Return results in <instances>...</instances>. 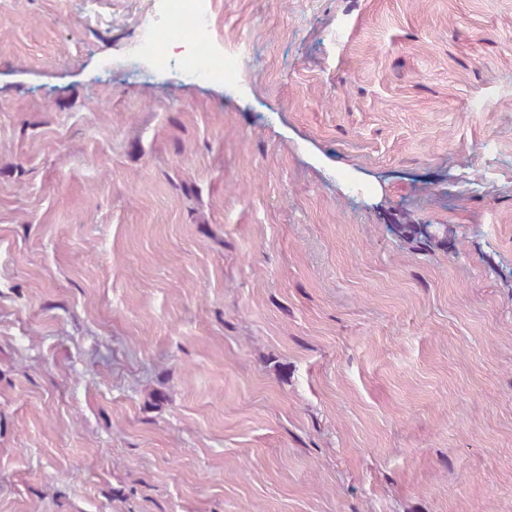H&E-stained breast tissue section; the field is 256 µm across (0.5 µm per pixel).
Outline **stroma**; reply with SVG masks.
<instances>
[{"instance_id":"obj_1","label":"stroma","mask_w":512,"mask_h":512,"mask_svg":"<svg viewBox=\"0 0 512 512\" xmlns=\"http://www.w3.org/2000/svg\"><path fill=\"white\" fill-rule=\"evenodd\" d=\"M209 3L0 0V512H512V0ZM210 30L206 0H162L160 10L145 21L141 47L157 67L174 66L202 81L235 83L240 60L216 50ZM175 45L177 54L172 52Z\"/></svg>"}]
</instances>
